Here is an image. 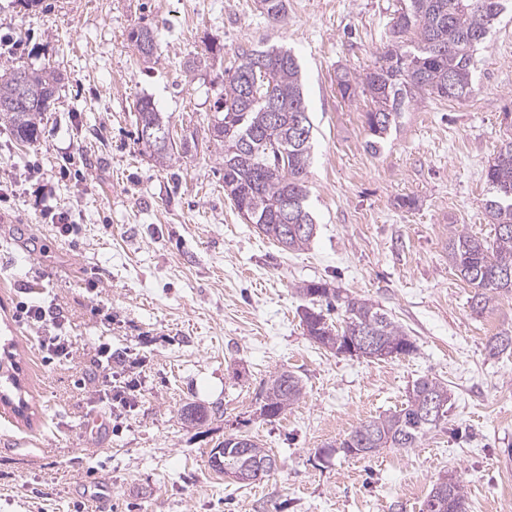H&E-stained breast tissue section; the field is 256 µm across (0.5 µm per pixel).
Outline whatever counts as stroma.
<instances>
[{
	"mask_svg": "<svg viewBox=\"0 0 512 512\" xmlns=\"http://www.w3.org/2000/svg\"><path fill=\"white\" fill-rule=\"evenodd\" d=\"M399 6L288 0L273 25L258 0H0V75L60 76L36 143L0 123V347L14 346L29 411L0 403V512H94L97 487L105 512H422L449 474L470 512H512V354L486 350L512 335V294L473 312L474 290L448 261L451 233L494 236L484 169L512 137V14L476 55L473 94L418 98L374 153L369 103L342 97L336 74L373 64ZM139 27L154 32L157 58L129 43ZM264 41L297 56L314 125L317 230L296 252L238 213L215 148L162 167L137 140L144 97L174 138L203 137L225 68ZM50 211L70 215V235ZM311 281L374 303L415 351L376 360L314 342L298 292ZM21 301L60 311L69 360L44 365L42 327L15 320ZM103 342L125 364L100 366ZM283 370L304 394L270 420L261 392ZM109 371L136 382L133 407L111 409L99 392ZM422 377L447 383L452 400L418 447L338 453L355 427L405 407ZM188 403L212 418L185 423ZM94 414L108 422L89 435ZM233 433L255 437L277 469L249 486L214 472L208 454Z\"/></svg>",
	"mask_w": 512,
	"mask_h": 512,
	"instance_id": "stroma-1",
	"label": "stroma"
}]
</instances>
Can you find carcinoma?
<instances>
[{
  "label": "carcinoma",
  "instance_id": "carcinoma-1",
  "mask_svg": "<svg viewBox=\"0 0 512 512\" xmlns=\"http://www.w3.org/2000/svg\"><path fill=\"white\" fill-rule=\"evenodd\" d=\"M512 0H404L392 18L387 45L374 65L363 73L347 69L337 75L342 96L365 97L370 103L366 125L373 152L397 129L405 108L421 96L462 100L474 92L475 51L487 39L492 24ZM262 13L272 23L285 17L286 0H261ZM137 52L158 53L154 33L142 27L129 33ZM224 72V94L215 102L208 123V143L221 151L224 193L238 213L284 251H300L315 234L316 221L309 204L308 174L312 160L313 125L305 104L300 65L290 51L277 46L254 47L237 56ZM22 79L27 102L15 100ZM57 82L50 69L17 68L0 76V121L15 140L31 145L38 140L37 118L50 110ZM138 139L164 165L188 143L175 141L169 117L149 98L137 102ZM151 129L155 138L143 136ZM487 197L484 209L495 226L487 241L453 233L448 256L457 275L474 288L471 307L484 310L500 293L512 292V139L502 142L484 170ZM311 302L343 299L345 326L337 329L322 311L306 308L302 322L308 336L338 353L347 352V331L362 328L375 345L362 355L386 359L415 350L410 336L387 313L356 297H340L327 284L311 281L300 288ZM303 385L288 371L278 372L266 384L261 412L276 419L299 402ZM443 401L448 414V385L422 378L412 386L406 406L390 415L368 420L340 443L344 455L373 458L385 448H414L438 423L427 418L420 402ZM250 443L246 454L238 441ZM224 467L245 475V484L261 480L276 459L256 440L243 435L224 439ZM438 503L436 512H468L467 492L459 480L439 481L430 490L425 507Z\"/></svg>",
  "mask_w": 512,
  "mask_h": 512
}]
</instances>
